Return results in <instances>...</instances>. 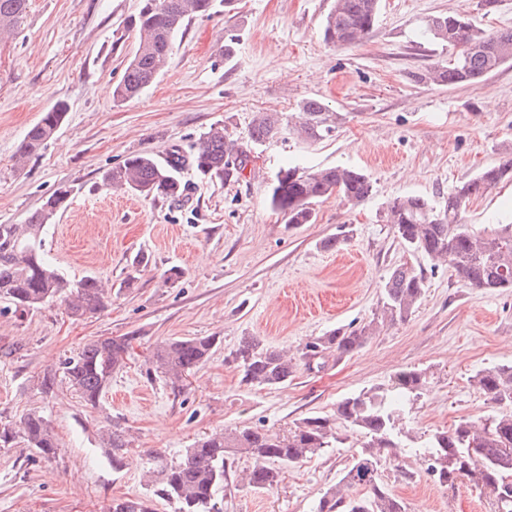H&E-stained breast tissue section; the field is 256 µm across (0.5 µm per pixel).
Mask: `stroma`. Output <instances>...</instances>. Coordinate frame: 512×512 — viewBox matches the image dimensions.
I'll list each match as a JSON object with an SVG mask.
<instances>
[{
	"label": "stroma",
	"mask_w": 512,
	"mask_h": 512,
	"mask_svg": "<svg viewBox=\"0 0 512 512\" xmlns=\"http://www.w3.org/2000/svg\"><path fill=\"white\" fill-rule=\"evenodd\" d=\"M332 0H232L193 17L175 38L167 70L122 103L112 86L136 40L122 37L141 0H30L17 28L0 37V224H21L57 187L74 186L68 208L48 225L43 248L69 279L99 277L109 287L97 314L77 319L51 302L21 312L0 300V424L42 414L60 446L45 458L23 444L0 447V512H108L113 499L149 498L158 459L176 461L198 438L227 429L278 430L370 388H388L396 372L422 369L427 384L400 422L416 440L478 419L496 407L471 378L512 364V289L480 290L448 267L408 253L384 217L394 198L442 197L482 168L512 159V66L472 85L416 81L452 51L423 36L428 20L467 14L489 31L512 29V0L486 10L482 0H380L371 33L334 47L321 36ZM235 38L234 55L224 46ZM339 112L331 137H298L302 101ZM67 119L39 155L17 165L28 130L56 102ZM259 112L281 117L282 132L251 146L243 175L231 181L183 172V201L142 199L98 188L101 172L133 153L164 158L191 153L210 127L247 142ZM351 166L373 184L353 206L338 196L314 206L315 220L291 226L268 195L280 169ZM464 219L484 233L512 224V183L472 201ZM355 235L338 248L325 239L341 226ZM150 257L135 269L137 252ZM406 263L426 276L412 315L385 326L361 350L298 367L287 384L242 383L226 362L240 337L298 356L304 343L340 326L369 321L385 279ZM181 269L175 283L163 273ZM136 334L133 354L97 407L67 385L45 394L37 379L84 344ZM215 336L210 359L181 390L147 379L155 348L185 337ZM120 422L133 439L113 470L99 431ZM357 436L286 469L270 491L243 486L250 467L237 458L222 496L224 512H311L350 462ZM413 481L386 469L385 480L410 512H491L469 483L445 489L427 473L424 456L403 450Z\"/></svg>",
	"instance_id": "35a3bbf8"
}]
</instances>
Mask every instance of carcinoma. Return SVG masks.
I'll return each instance as SVG.
<instances>
[{
    "mask_svg": "<svg viewBox=\"0 0 512 512\" xmlns=\"http://www.w3.org/2000/svg\"><path fill=\"white\" fill-rule=\"evenodd\" d=\"M29 0H0V34L11 32L26 13ZM214 0H143L126 31L136 34V49L113 88L117 102L125 101L149 87L170 63L171 45L195 14L206 13ZM379 0H334L323 25L326 44L354 45L372 30ZM425 35L443 46L456 49L454 57L437 62L415 75L419 81L438 85L478 83L501 66L512 63V30L488 33L463 13L430 19ZM69 112L59 101L44 112L29 129L21 154L32 157L64 124ZM299 123L307 138L322 140L336 129L339 115L316 99L302 102ZM281 131V119L273 112H260L253 119L249 139L262 144ZM249 161L247 150L224 136V129L204 132L188 155L173 150L164 160L148 154H133L122 164L102 172L107 190H125L144 198L185 197L187 184L182 172L190 167L203 177L227 181L241 175ZM512 179V159L481 170L474 178L448 193L440 207L420 196H405L386 206V221L408 252L421 254L430 262L448 265L458 281L471 288H512V224H499L488 234L475 232L463 220L472 200L505 179ZM369 177L360 170L336 166L300 172L295 167L279 171L269 198L271 205L288 214L290 224H308L313 219L310 205L338 195L359 204L372 193ZM73 189L58 187L23 224H0V298L17 308L34 309L54 299L67 305L73 317H84L104 307L105 288L94 276L78 281L66 278L42 249L47 226L68 207ZM425 277L406 264L394 268L384 283L382 296L372 318L356 327H339L308 341L298 361L268 348L253 336H244L225 360L242 372V382L251 387H275L288 382L298 366L316 363L322 367L330 356L343 357L362 349L385 325L406 320L425 293ZM136 336L97 339L61 360L56 370L44 373L42 391L49 393L64 382L85 405L99 404L112 376L124 367ZM216 346L213 336L173 340L156 348L146 376L159 374L172 389L183 386L190 373L205 363ZM425 372L406 369L396 373L387 390L369 389L336 403L333 415L309 416L286 430L262 428L231 429L205 436L186 450L177 462L160 460L152 480V496L175 505V512H223L220 492L228 483L232 456L252 462L242 477L243 485L255 490H272L285 468L295 467L332 445H343L349 434L363 438L351 463L334 486L319 498L314 512H409L407 503L391 493L382 479L385 467L395 465L398 475L414 473L397 464L398 449L404 447L396 419L405 406L417 400L426 386ZM471 383L501 408L479 421L459 419L451 428L437 431L423 442L430 457L427 472L444 488L467 481L487 494L491 512H512V365L475 374ZM22 439L43 457L59 448L49 422L32 412L13 427L0 426V445ZM102 447L108 449L112 468L121 466L131 444L123 428L100 431ZM109 512H152L149 500H112Z\"/></svg>",
    "mask_w": 512,
    "mask_h": 512,
    "instance_id": "cac0c4a2",
    "label": "carcinoma"
}]
</instances>
